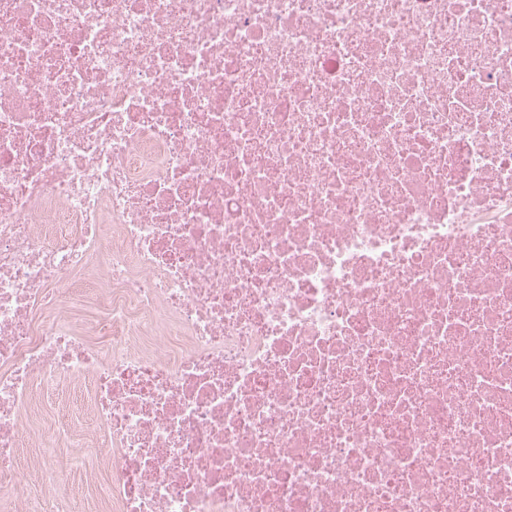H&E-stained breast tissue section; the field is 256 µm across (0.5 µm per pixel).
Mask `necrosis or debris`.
Returning <instances> with one entry per match:
<instances>
[{"instance_id":"1","label":"necrosis or debris","mask_w":512,"mask_h":512,"mask_svg":"<svg viewBox=\"0 0 512 512\" xmlns=\"http://www.w3.org/2000/svg\"><path fill=\"white\" fill-rule=\"evenodd\" d=\"M63 384L96 510L512 512V0H0V505ZM61 401H69L73 413L72 421L75 424L88 421L90 411L86 403L82 402V405H80L79 399L78 401L75 400V397L69 393V387L67 388V386L64 385L62 389H60L59 394L55 393L54 395L46 396L37 402L36 413L39 430H43L45 433H52L57 430L59 426L57 421V407L58 403Z\"/></svg>"}]
</instances>
